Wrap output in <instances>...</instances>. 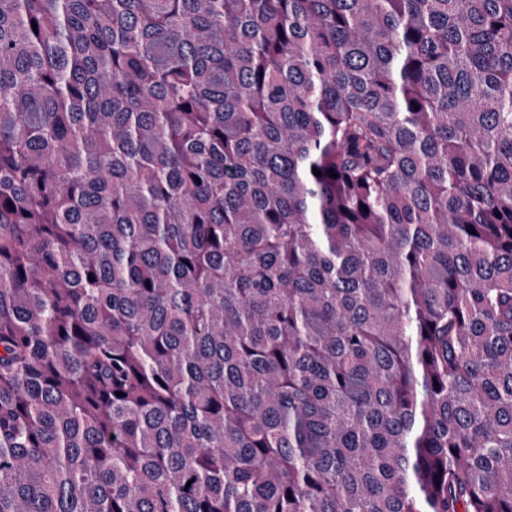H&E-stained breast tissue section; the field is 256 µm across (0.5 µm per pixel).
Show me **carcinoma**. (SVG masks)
<instances>
[{"instance_id": "obj_1", "label": "carcinoma", "mask_w": 512, "mask_h": 512, "mask_svg": "<svg viewBox=\"0 0 512 512\" xmlns=\"http://www.w3.org/2000/svg\"><path fill=\"white\" fill-rule=\"evenodd\" d=\"M0 512H512V0H0Z\"/></svg>"}]
</instances>
